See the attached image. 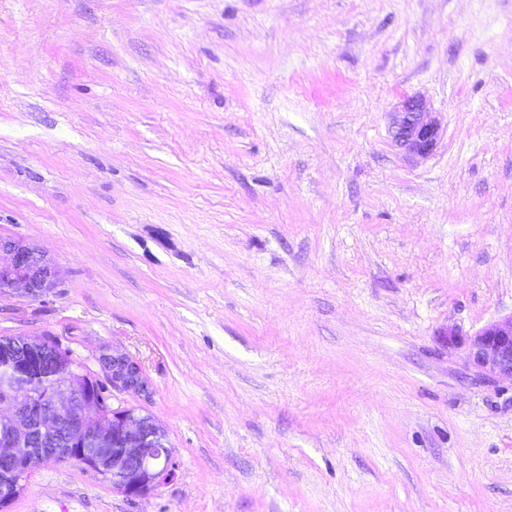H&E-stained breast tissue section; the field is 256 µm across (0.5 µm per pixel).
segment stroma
<instances>
[{
    "instance_id": "obj_1",
    "label": "stroma",
    "mask_w": 512,
    "mask_h": 512,
    "mask_svg": "<svg viewBox=\"0 0 512 512\" xmlns=\"http://www.w3.org/2000/svg\"><path fill=\"white\" fill-rule=\"evenodd\" d=\"M442 128L404 153L392 114ZM0 336L139 361L173 481L6 512H512V0H0ZM432 113L419 97L407 98L399 110L393 112L394 140L405 153L424 158L433 152L440 139L441 126ZM0 292L39 299L57 287L60 271L53 261L38 247L11 238H0ZM449 346H466L467 360L484 376L512 379V316L491 323L463 338L448 330Z\"/></svg>"
}]
</instances>
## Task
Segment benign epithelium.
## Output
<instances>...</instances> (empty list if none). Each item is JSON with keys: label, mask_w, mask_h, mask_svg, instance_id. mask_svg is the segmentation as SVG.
Returning <instances> with one entry per match:
<instances>
[{"label": "benign epithelium", "mask_w": 512, "mask_h": 512, "mask_svg": "<svg viewBox=\"0 0 512 512\" xmlns=\"http://www.w3.org/2000/svg\"><path fill=\"white\" fill-rule=\"evenodd\" d=\"M394 140L405 153L426 157L441 126L425 101L404 100L393 113ZM0 289L32 299L57 287L60 271L38 247L0 238ZM450 346H466L467 360L484 376L512 379V316L464 338L448 331ZM0 506L27 488L34 468L67 460L112 482L136 499L173 479L177 462L165 432L140 407L115 409L117 394L150 398L153 388L140 362L102 347L90 371L70 350L49 337L29 336L16 345L0 336Z\"/></svg>", "instance_id": "1"}]
</instances>
